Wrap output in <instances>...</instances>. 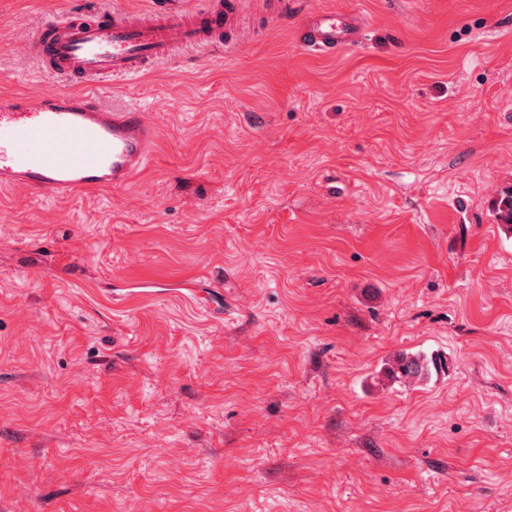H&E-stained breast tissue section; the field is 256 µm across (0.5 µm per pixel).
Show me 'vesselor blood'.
I'll list each match as a JSON object with an SVG mask.
<instances>
[{
    "instance_id": "obj_1",
    "label": "vessel or blood",
    "mask_w": 512,
    "mask_h": 512,
    "mask_svg": "<svg viewBox=\"0 0 512 512\" xmlns=\"http://www.w3.org/2000/svg\"><path fill=\"white\" fill-rule=\"evenodd\" d=\"M232 22L220 4L200 13L188 0H159L148 11H73L39 24L33 57L73 88L0 96V187L58 199L125 185L152 155L158 131L139 110L103 106L102 82L140 77L185 48L222 51ZM360 37L354 20L322 14L306 22L302 43L329 54Z\"/></svg>"
}]
</instances>
